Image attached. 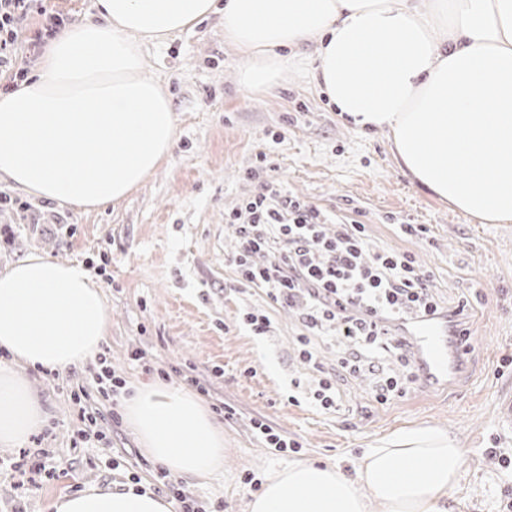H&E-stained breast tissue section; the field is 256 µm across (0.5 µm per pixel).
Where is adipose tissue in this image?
I'll return each mask as SVG.
<instances>
[{
  "label": "adipose tissue",
  "instance_id": "ef3b65f1",
  "mask_svg": "<svg viewBox=\"0 0 512 512\" xmlns=\"http://www.w3.org/2000/svg\"><path fill=\"white\" fill-rule=\"evenodd\" d=\"M98 21L63 29L37 79L0 94V176L35 196L100 209L125 198L166 158L173 105L141 45L208 18L215 0H97ZM224 40L242 54L240 83L275 88L279 51L315 42L312 79L340 115L388 130L413 181L483 224L512 223V0H224ZM111 319L82 266L38 256L0 273V349L65 371L94 357ZM127 420L169 473L224 467V430L183 388L149 385ZM27 380L0 367V446L42 428ZM456 438L396 432L353 472L296 461L267 474L248 512H454L462 477ZM51 512H170L149 489L90 486Z\"/></svg>",
  "mask_w": 512,
  "mask_h": 512
}]
</instances>
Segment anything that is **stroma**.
I'll return each instance as SVG.
<instances>
[{
    "label": "stroma",
    "mask_w": 512,
    "mask_h": 512,
    "mask_svg": "<svg viewBox=\"0 0 512 512\" xmlns=\"http://www.w3.org/2000/svg\"><path fill=\"white\" fill-rule=\"evenodd\" d=\"M315 46L283 50L291 65L268 93L239 86L238 50L224 41V8L164 40L146 42L145 65L172 101L177 138L171 154L125 199L84 211L29 194L0 178L12 204L0 207V271L44 256L95 272L111 318L98 358L65 372L17 365L45 405L49 419L12 448L0 447V512H50L56 497L96 485L124 488L138 482L163 498L159 466L140 447L126 421L125 399L100 393L97 375L109 366L126 389L187 386L195 377L203 401L225 403L224 468L181 480L208 512H247L252 483L297 460L350 468L380 438L429 425L457 438L462 478L458 512H500L512 500V472L486 455L495 446L512 455V420H500L499 402L512 398V224H480L456 211L400 169L384 132H361L344 121L314 88L298 58ZM279 165L283 188L337 222L361 224L373 247L408 252L429 271L444 304L470 300L465 318L472 348L447 385H413L407 395L377 403L367 379L342 382L339 411L324 412L288 399L291 380L313 372L295 353L304 329L296 313L264 291L235 280L226 257L236 240L225 211L257 191L245 177L257 156ZM403 224L423 228L400 233ZM247 309L263 310L270 336L250 335ZM140 359H133V352ZM81 399H74V392ZM264 421L298 440L296 452L267 448L251 428ZM103 433L82 439L87 426ZM40 464L53 478L17 486L18 465Z\"/></svg>",
    "instance_id": "stroma-1"
}]
</instances>
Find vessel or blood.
<instances>
[{
    "label": "vessel or blood",
    "instance_id": "obj_1",
    "mask_svg": "<svg viewBox=\"0 0 512 512\" xmlns=\"http://www.w3.org/2000/svg\"><path fill=\"white\" fill-rule=\"evenodd\" d=\"M403 330L417 350L425 381L435 385L447 383L449 376L463 364L464 353L448 351V325L445 320L407 321Z\"/></svg>",
    "mask_w": 512,
    "mask_h": 512
}]
</instances>
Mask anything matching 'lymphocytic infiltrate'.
<instances>
[{
	"label": "lymphocytic infiltrate",
	"mask_w": 512,
	"mask_h": 512,
	"mask_svg": "<svg viewBox=\"0 0 512 512\" xmlns=\"http://www.w3.org/2000/svg\"><path fill=\"white\" fill-rule=\"evenodd\" d=\"M43 0H0V69L12 80L25 71L15 63L20 22L45 13ZM244 197L224 221L238 241L229 258L238 283L266 292L278 305L298 308L306 329L297 351L314 377L303 390L314 407L340 406L338 381L368 375L373 397L384 404L406 396L420 380L414 347L399 329L405 320L448 318V344L456 346L466 302L442 304L428 271L405 252L372 247L359 224L332 218L273 181ZM332 336L343 352L325 371L314 337Z\"/></svg>",
	"instance_id": "f902f5d3"
}]
</instances>
